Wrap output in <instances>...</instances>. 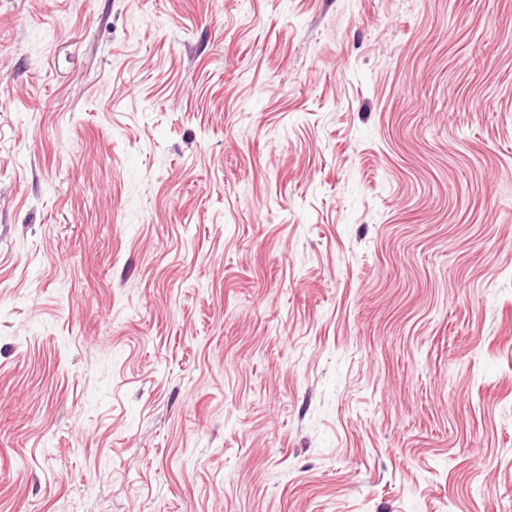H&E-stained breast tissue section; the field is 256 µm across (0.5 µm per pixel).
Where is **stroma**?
Returning <instances> with one entry per match:
<instances>
[{
	"mask_svg": "<svg viewBox=\"0 0 512 512\" xmlns=\"http://www.w3.org/2000/svg\"><path fill=\"white\" fill-rule=\"evenodd\" d=\"M0 512H512V0H0Z\"/></svg>",
	"mask_w": 512,
	"mask_h": 512,
	"instance_id": "35a3bbf8",
	"label": "stroma"
}]
</instances>
